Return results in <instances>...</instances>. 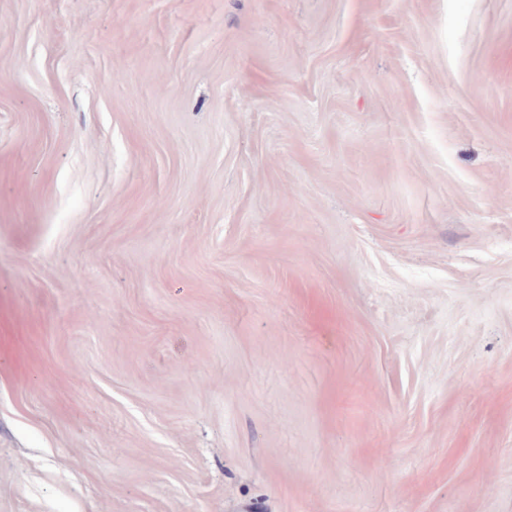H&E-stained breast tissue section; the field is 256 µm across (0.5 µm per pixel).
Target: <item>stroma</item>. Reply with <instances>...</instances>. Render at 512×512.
Returning a JSON list of instances; mask_svg holds the SVG:
<instances>
[{"label":"stroma","mask_w":512,"mask_h":512,"mask_svg":"<svg viewBox=\"0 0 512 512\" xmlns=\"http://www.w3.org/2000/svg\"><path fill=\"white\" fill-rule=\"evenodd\" d=\"M0 512H512V0H0Z\"/></svg>","instance_id":"1"}]
</instances>
